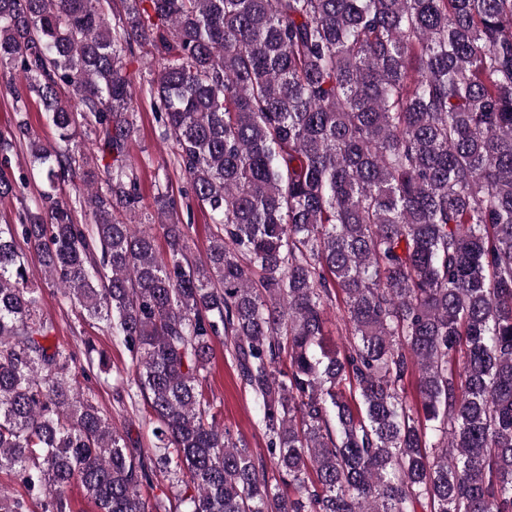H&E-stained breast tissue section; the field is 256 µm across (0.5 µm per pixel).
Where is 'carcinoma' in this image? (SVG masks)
I'll list each match as a JSON object with an SVG mask.
<instances>
[{
  "instance_id": "1",
  "label": "carcinoma",
  "mask_w": 512,
  "mask_h": 512,
  "mask_svg": "<svg viewBox=\"0 0 512 512\" xmlns=\"http://www.w3.org/2000/svg\"><path fill=\"white\" fill-rule=\"evenodd\" d=\"M137 51L212 216L203 262L190 225H160L163 254L124 221ZM5 67L23 88L0 154L26 146L42 190L0 224V475L23 488L0 485V512H71L74 484L97 512H167L141 495L160 474L193 488L182 512H512V0H0ZM33 96L56 145L31 134ZM27 185L0 166V199ZM21 242L129 352L113 395L147 402L151 452L82 387L104 354L84 341L78 373L52 341ZM217 340L265 455L205 392Z\"/></svg>"
}]
</instances>
